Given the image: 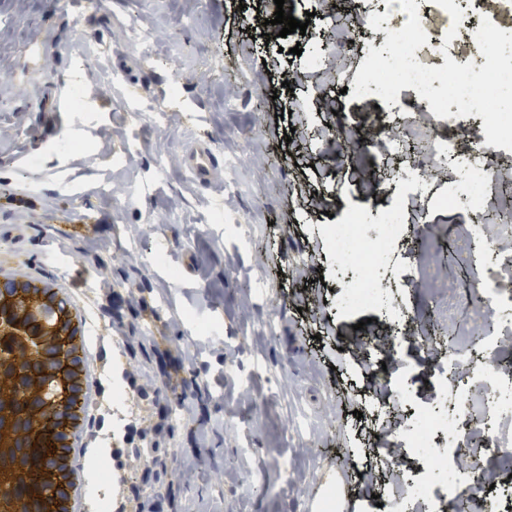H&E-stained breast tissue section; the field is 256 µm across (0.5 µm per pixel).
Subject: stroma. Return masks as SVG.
I'll return each mask as SVG.
<instances>
[{
    "mask_svg": "<svg viewBox=\"0 0 512 512\" xmlns=\"http://www.w3.org/2000/svg\"><path fill=\"white\" fill-rule=\"evenodd\" d=\"M254 2L0 0V180L12 183L0 194V277L51 281L84 308L92 391L79 462L122 464L123 491L102 494L128 512H311L340 458L351 512L384 489L360 477L377 428L362 413L374 369L358 364L357 342L392 326L377 309L337 311L336 260L319 227L340 202L325 197L309 213L301 190L339 175L371 202L400 159L319 153L299 112L287 129L273 98L286 75L325 87L361 134H372L375 108L308 72L292 52L300 33L265 54ZM132 19L149 40H129ZM45 38L43 59L32 46ZM76 86L82 108L56 111L55 93ZM204 136L216 159L242 160L208 187L180 168ZM22 154L39 165L16 168ZM409 208L431 249L396 248L386 272L414 281L397 300L412 319L434 317L448 346L449 302L472 315L477 271L454 257L474 217L429 198ZM132 239L142 250L130 251ZM267 318L274 333L263 336ZM190 464L197 480L176 482Z\"/></svg>",
    "mask_w": 512,
    "mask_h": 512,
    "instance_id": "1",
    "label": "stroma"
}]
</instances>
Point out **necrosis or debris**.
Segmentation results:
<instances>
[{
    "label": "necrosis or debris",
    "instance_id": "4bbe7bcc",
    "mask_svg": "<svg viewBox=\"0 0 512 512\" xmlns=\"http://www.w3.org/2000/svg\"><path fill=\"white\" fill-rule=\"evenodd\" d=\"M418 15L428 36L427 44L415 52L420 64L439 68L446 59L459 62L478 54L474 38L478 24L461 22L457 37L448 42L444 28L437 24L445 15L442 8L434 4L422 7ZM320 25L325 36L309 47L304 65L316 73L341 75L343 68L335 60L349 51L350 45L333 36L335 14H324ZM431 113L429 101L418 96L398 98L396 104L386 107L383 119H402L422 144V157L408 161L398 172L382 204L348 205L339 209L333 223L323 227L337 265H354L361 271L339 295L336 308L342 313L380 308L394 322L405 321L401 307L387 302L388 285L381 270L393 249L409 236L404 200L426 194L431 167L450 170L448 186L435 201L448 208L467 207L476 217L463 234L470 249L460 252L458 258L472 261L475 248L483 255L475 291L481 324L475 334L467 326L455 325L458 342L437 364L438 390L452 395V410L417 403L414 380L403 367L378 375L392 402L372 407V417L380 421L397 411L403 417L395 430L382 431L380 443L395 445L402 457L419 464L417 473L394 476L386 505L402 512H454L465 496L472 502L497 505L498 512H512V486L485 480L486 459L498 449L512 447V372L491 360L505 339L512 337V248L502 245L503 240L512 238V203L498 209L495 221L499 231L490 235L483 222L485 197L479 191L481 184L494 177L503 150L487 144L481 116H452L433 123ZM456 458L463 459V466H453Z\"/></svg>",
    "mask_w": 512,
    "mask_h": 512
}]
</instances>
